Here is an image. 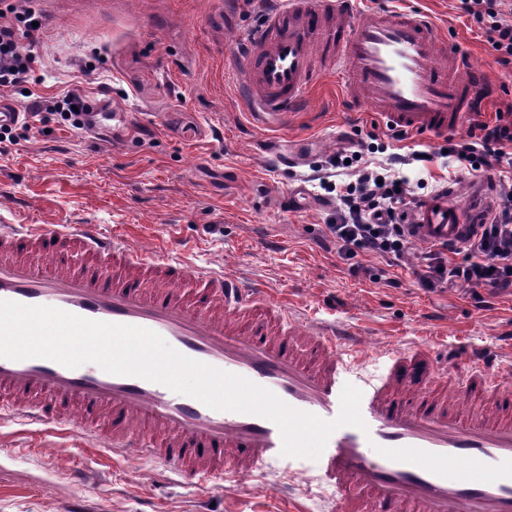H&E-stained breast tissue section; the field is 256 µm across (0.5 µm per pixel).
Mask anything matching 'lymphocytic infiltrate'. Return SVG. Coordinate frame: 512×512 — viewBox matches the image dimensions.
I'll return each instance as SVG.
<instances>
[{"label":"lymphocytic infiltrate","instance_id":"1","mask_svg":"<svg viewBox=\"0 0 512 512\" xmlns=\"http://www.w3.org/2000/svg\"><path fill=\"white\" fill-rule=\"evenodd\" d=\"M508 0H460L462 10L482 29L496 53L498 65L512 68V22L505 20ZM43 15L35 0H0V91H24L36 58L21 48L23 40H35ZM37 111L51 112L64 123L82 130L91 105L80 91L37 103ZM448 155L461 168L494 166L512 175V113H496L494 121H481L468 139L449 141ZM408 195L405 179L380 180L378 174L361 169L356 181L336 193L340 221L328 225L340 256L351 260L363 255L399 262L412 246V233L397 220L395 207ZM462 261L449 260L444 249L423 253L418 275L422 288L430 291L453 286L491 288L512 294V185L501 192L491 222L478 225L465 240Z\"/></svg>","mask_w":512,"mask_h":512}]
</instances>
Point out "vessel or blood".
Returning a JSON list of instances; mask_svg holds the SVG:
<instances>
[{
  "label": "vessel or blood",
  "instance_id": "vessel-or-blood-1",
  "mask_svg": "<svg viewBox=\"0 0 512 512\" xmlns=\"http://www.w3.org/2000/svg\"><path fill=\"white\" fill-rule=\"evenodd\" d=\"M260 24L231 45L243 103L252 118L281 124L309 98L312 60L342 68L356 106L395 130L445 136L458 129L480 70L449 54L435 64L443 35L425 13L371 9L353 21L349 0H271ZM490 182L465 199L450 189L422 199L407 219L415 239L458 246L487 223ZM59 239L93 263L63 272L47 249ZM45 267L15 259L19 246ZM204 285L186 301V276ZM264 289L232 271L187 269L101 232L95 224L49 229L0 224V300L47 305L89 319L156 332L181 354L244 377L291 407L331 421L346 383L361 390L364 428L335 430L318 459L333 512H512V373L476 356L466 376L429 346L390 357L376 377L355 376L360 334L325 324L296 331L286 302L255 301ZM0 391L35 424L87 429L108 414L113 453L136 449L185 478L202 479L222 463L238 474L282 461L271 420L215 410L168 386L113 375L88 362L65 367L45 358H0Z\"/></svg>",
  "mask_w": 512,
  "mask_h": 512
}]
</instances>
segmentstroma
Instances as JSON below:
<instances>
[{
    "mask_svg": "<svg viewBox=\"0 0 512 512\" xmlns=\"http://www.w3.org/2000/svg\"><path fill=\"white\" fill-rule=\"evenodd\" d=\"M355 14L377 9L427 13L447 40L482 67L492 93L483 117L512 105V70L495 62L459 0H352ZM47 28L21 48L38 58L31 101L81 87L92 105L127 112L117 138L75 130L60 117L16 126L0 144V219L13 224H96L136 248L195 266L235 270L287 300L302 329L336 321L358 329L367 351L360 373L383 371L389 358L418 343L437 357L474 349L512 366V294L482 288H421L424 243L400 265L380 257L342 259L327 227L336 221L329 184L354 181V169L329 176L326 161L369 135L372 169L409 178L423 198L450 185L497 178L437 157L427 168L391 164L390 154L437 152L441 136L397 142L371 114L353 111L340 75L314 73L304 110L276 129L257 126L238 97L227 48L247 32L254 0H38ZM89 61L90 71L79 69ZM305 185L293 205L287 189ZM334 492L314 460L289 474L268 464L253 474L198 484L137 450L112 454L107 442L0 417V512H67L76 497L87 512H194L211 499L221 512H327Z\"/></svg>",
    "mask_w": 512,
    "mask_h": 512,
    "instance_id": "1",
    "label": "stroma"
}]
</instances>
